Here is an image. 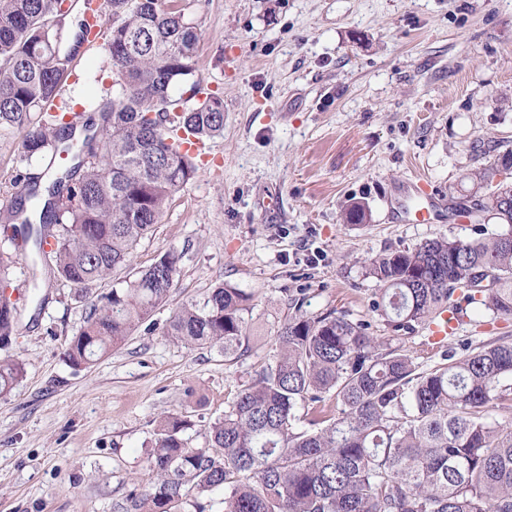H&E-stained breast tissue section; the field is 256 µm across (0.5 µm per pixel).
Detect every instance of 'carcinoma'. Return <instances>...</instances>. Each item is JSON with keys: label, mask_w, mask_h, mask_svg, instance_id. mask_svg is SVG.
Segmentation results:
<instances>
[{"label": "carcinoma", "mask_w": 512, "mask_h": 512, "mask_svg": "<svg viewBox=\"0 0 512 512\" xmlns=\"http://www.w3.org/2000/svg\"><path fill=\"white\" fill-rule=\"evenodd\" d=\"M120 22L106 26L112 67L125 83L116 100L90 103L84 135L73 140L68 112H49L73 55L87 40L70 32L62 0H0V126L22 132L32 157L55 149L75 159L48 197L29 192L13 236L41 247L49 227L56 272L88 308L64 356L75 367L125 342L169 298L181 256L160 255L124 288L91 286L131 265L138 242L161 222L194 175V158L170 142L176 119L185 141L224 132V100L197 98L198 38L177 0H107ZM41 113L40 122L32 113ZM512 152L467 174L478 237H440L372 259L378 288L372 311L392 331L426 328L448 313L512 318ZM359 202L344 213L364 224ZM507 226L487 233L490 220ZM494 286L478 288L483 272ZM252 296L228 284L181 304L164 335L192 350L224 345L248 351ZM275 337L277 353L243 385L209 427L210 447L189 446L185 415L158 421L147 462L154 481L132 489L121 512H178L194 494L224 488V512H512V339L444 354L428 369L343 311L309 314L293 302ZM19 361L0 362V395L23 377ZM341 405L337 415L324 402ZM307 409L303 424L299 408Z\"/></svg>", "instance_id": "1"}]
</instances>
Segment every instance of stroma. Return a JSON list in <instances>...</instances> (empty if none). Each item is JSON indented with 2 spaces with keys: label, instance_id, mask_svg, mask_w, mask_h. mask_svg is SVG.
<instances>
[{
  "label": "stroma",
  "instance_id": "1",
  "mask_svg": "<svg viewBox=\"0 0 512 512\" xmlns=\"http://www.w3.org/2000/svg\"><path fill=\"white\" fill-rule=\"evenodd\" d=\"M197 36L196 77L224 100V134L134 251L132 268L94 285L123 287L168 251L181 256L168 301L120 347L89 367L64 352L87 308L51 274L52 243L18 250L0 232L15 331L0 360L24 375L0 396V512H118L148 486L158 419L185 415L190 445H209L241 385L275 353L296 299L307 312L338 309L419 366L447 351L512 337V319L476 316L436 342L425 329L393 333L373 313L368 262L440 236L471 238L473 224L440 217L405 224L399 184L424 179L458 201L471 169L512 151V0H181ZM105 42L80 48L61 99L112 100ZM25 158L22 135L0 128V210L68 167ZM360 201L367 223L342 220ZM252 295L250 350H189L164 336L182 303L218 283Z\"/></svg>",
  "mask_w": 512,
  "mask_h": 512
}]
</instances>
